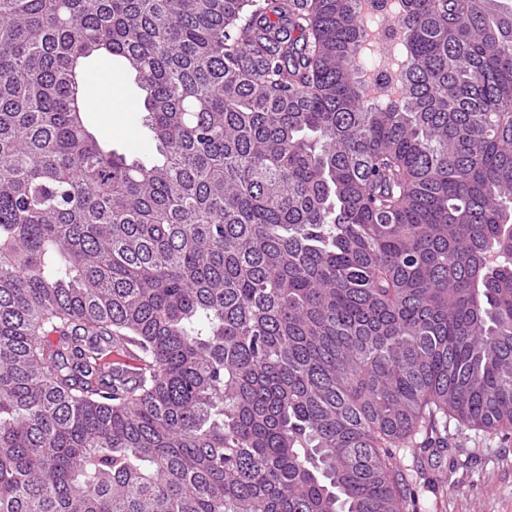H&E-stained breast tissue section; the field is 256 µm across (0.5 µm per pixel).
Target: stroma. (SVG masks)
<instances>
[{"label":"stroma","instance_id":"obj_1","mask_svg":"<svg viewBox=\"0 0 512 512\" xmlns=\"http://www.w3.org/2000/svg\"><path fill=\"white\" fill-rule=\"evenodd\" d=\"M111 72L116 86L111 111H102L96 100L86 99L85 119L88 126L113 149L146 160L156 155L140 113L131 109L140 91L133 74L122 63L109 57L87 61L84 78L92 80L101 70ZM448 440L462 449L466 468L451 474L448 487L433 490L424 480L434 477L436 468H448V461L434 463L419 448H396L391 466L400 479L409 481L413 512H512V439L450 426Z\"/></svg>","mask_w":512,"mask_h":512}]
</instances>
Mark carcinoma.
Wrapping results in <instances>:
<instances>
[{
	"label": "carcinoma",
	"instance_id": "obj_1",
	"mask_svg": "<svg viewBox=\"0 0 512 512\" xmlns=\"http://www.w3.org/2000/svg\"><path fill=\"white\" fill-rule=\"evenodd\" d=\"M360 10L0 0V512H409L392 449L512 437V0H407L381 100ZM112 73L116 94L112 96V112H102L96 100L88 93L90 81L101 70ZM140 91L134 75L122 63L111 57H95L87 61L84 72L85 119L88 126L101 136L111 147L131 156L142 157L145 161L156 155L155 145L148 130L142 126L141 112L131 111V101L139 98Z\"/></svg>",
	"mask_w": 512,
	"mask_h": 512
}]
</instances>
